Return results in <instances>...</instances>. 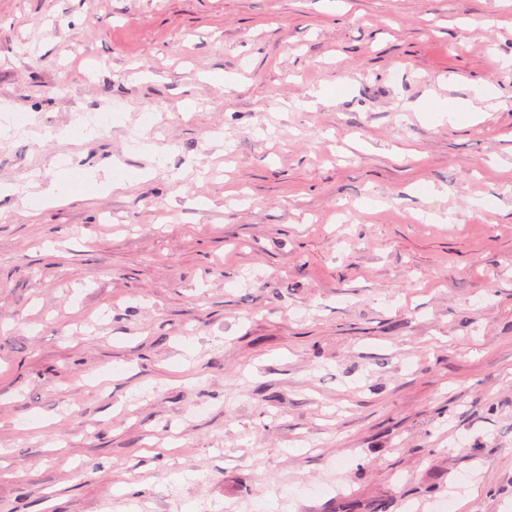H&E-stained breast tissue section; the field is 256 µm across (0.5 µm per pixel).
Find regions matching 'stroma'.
Segmentation results:
<instances>
[{"label":"stroma","instance_id":"obj_1","mask_svg":"<svg viewBox=\"0 0 512 512\" xmlns=\"http://www.w3.org/2000/svg\"><path fill=\"white\" fill-rule=\"evenodd\" d=\"M508 57L512 0H0V512H512ZM421 112H430L428 118L438 124L447 120L449 124L464 119L469 122L480 120L481 109L473 100H430L421 107Z\"/></svg>","mask_w":512,"mask_h":512}]
</instances>
